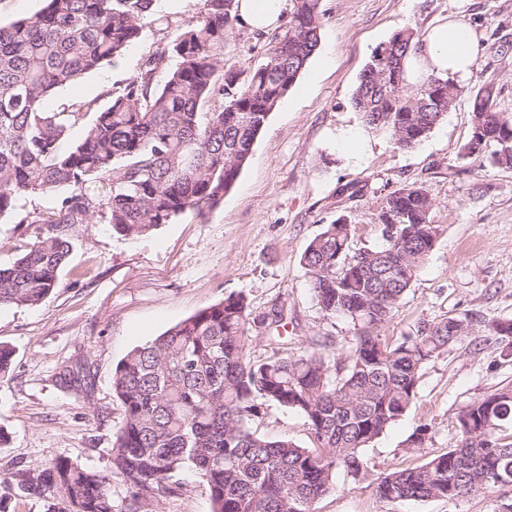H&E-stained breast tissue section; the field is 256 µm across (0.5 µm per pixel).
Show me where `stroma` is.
<instances>
[{
	"mask_svg": "<svg viewBox=\"0 0 512 512\" xmlns=\"http://www.w3.org/2000/svg\"><path fill=\"white\" fill-rule=\"evenodd\" d=\"M200 0H155V22L114 64L60 89L47 102L59 111L75 103L99 109L108 90L137 75L145 59L195 17ZM320 45L288 96L269 115L234 188L205 214L188 210L145 236L113 233L94 219L70 228L72 251L51 294L34 307L0 308V345L13 350L0 379V512H48L47 501L20 492L22 475H38L65 457L99 470L109 464L123 420L112 391L116 365L134 347L159 336L200 309L243 294L254 320L245 327L252 359L296 355L320 344L338 357L354 336L345 318L324 317L301 266V256L325 225L345 218L353 248L381 245L380 199L414 182L432 202L443 232L433 253L393 311L381 334L396 343L420 322L469 315L472 332L422 370L418 395L404 416L365 450L367 480L336 472V490L315 512H499L512 487L458 500L383 501L370 482L396 469L421 465L456 447L458 418L486 396L512 390V360L489 335L490 319H512V168L486 156L460 158L471 135L472 103L492 86L498 111L512 115V0H321ZM460 20L480 50L455 107L410 149L365 126L351 98L372 54L397 32L427 33L437 22ZM272 34L238 30L224 48V67L246 71L261 61ZM55 196L23 194L0 218V265L35 241L34 212H48ZM287 313L271 344L259 316ZM85 363L81 386H60L63 363ZM427 425L421 448L408 436ZM269 440L315 441L297 412L267 402L252 422ZM157 512H213L208 492L190 472L173 478Z\"/></svg>",
	"mask_w": 512,
	"mask_h": 512,
	"instance_id": "obj_1",
	"label": "stroma"
}]
</instances>
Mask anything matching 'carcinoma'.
<instances>
[{
    "instance_id": "obj_1",
    "label": "carcinoma",
    "mask_w": 512,
    "mask_h": 512,
    "mask_svg": "<svg viewBox=\"0 0 512 512\" xmlns=\"http://www.w3.org/2000/svg\"><path fill=\"white\" fill-rule=\"evenodd\" d=\"M32 17L0 26V217L22 194L59 192L32 247L0 266V307L37 306L54 289L71 251L69 228L99 217L124 237L151 233L188 209L217 205L237 181L268 116L295 86L320 42V0H289L283 33L247 71L224 69L227 36L241 27L238 0H200L195 19L157 48L137 76L95 112L82 140L60 150L83 104L61 112L45 103L120 56L152 17L154 0H45ZM421 34L396 33L366 64L352 103L367 127L402 149L427 138L453 107L452 77L408 79ZM175 60L162 82L158 71ZM215 97L220 109L201 111ZM492 89L475 96L472 123L484 127V151L512 168V115L493 107ZM423 187L404 185L378 205L397 241L350 250L352 225H326L301 264L327 318L349 320L356 336L339 361L322 349L255 361L247 351L246 298L229 295L132 349L115 367L112 388L124 417L109 466L86 469L52 460L20 487L45 496L51 512H112L108 488L121 479L138 507L153 512L189 469L214 512H314L336 490L340 468L368 475L367 446L409 409L423 367L472 331L469 316L424 321L391 344L388 323L442 234ZM489 334L512 338L511 319H491ZM265 402L300 413L317 447L268 441L251 430ZM512 424V392L472 404L459 418L455 448L420 466L376 479L386 501L478 495L512 486V439L486 422Z\"/></svg>"
}]
</instances>
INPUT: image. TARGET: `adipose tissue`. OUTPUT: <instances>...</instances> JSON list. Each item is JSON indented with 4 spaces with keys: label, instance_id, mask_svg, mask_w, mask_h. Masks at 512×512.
Wrapping results in <instances>:
<instances>
[{
    "label": "adipose tissue",
    "instance_id": "1",
    "mask_svg": "<svg viewBox=\"0 0 512 512\" xmlns=\"http://www.w3.org/2000/svg\"><path fill=\"white\" fill-rule=\"evenodd\" d=\"M285 0H240L238 13L251 31H265L278 26ZM479 50L471 28L461 21L445 20L424 36L419 53L411 62V78L419 80L432 73L446 77L467 73Z\"/></svg>",
    "mask_w": 512,
    "mask_h": 512
}]
</instances>
